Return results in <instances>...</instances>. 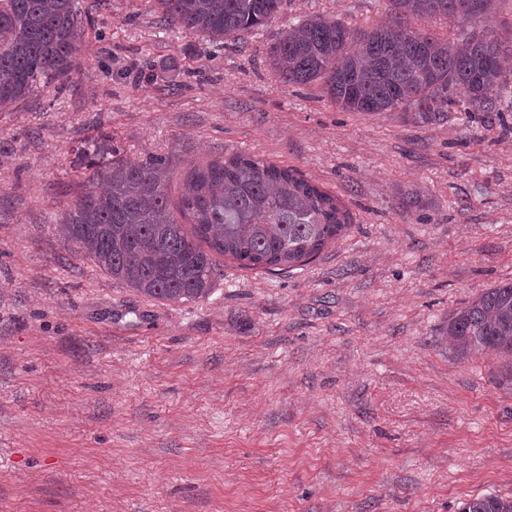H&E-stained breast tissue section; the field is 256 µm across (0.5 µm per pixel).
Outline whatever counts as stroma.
I'll list each match as a JSON object with an SVG mask.
<instances>
[{
  "mask_svg": "<svg viewBox=\"0 0 512 512\" xmlns=\"http://www.w3.org/2000/svg\"><path fill=\"white\" fill-rule=\"evenodd\" d=\"M82 64L0 107V512H458L512 496V390L448 316L512 281V85L427 124L283 85L299 19L362 28L389 0H285L213 50L153 0H79ZM191 164L234 153L341 200L346 234L285 274L220 260L213 293L146 299L61 223L93 139Z\"/></svg>",
  "mask_w": 512,
  "mask_h": 512,
  "instance_id": "1",
  "label": "stroma"
}]
</instances>
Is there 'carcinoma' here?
<instances>
[{
  "instance_id": "obj_1",
  "label": "carcinoma",
  "mask_w": 512,
  "mask_h": 512,
  "mask_svg": "<svg viewBox=\"0 0 512 512\" xmlns=\"http://www.w3.org/2000/svg\"><path fill=\"white\" fill-rule=\"evenodd\" d=\"M390 18L366 29L337 18L299 20L269 48L286 85L316 83L345 112H408L434 124L446 112H493L497 90L512 83L501 62L502 37L472 30L441 40L409 26L410 18L453 15L474 25L492 0H390ZM163 22L217 47L268 26L282 0H155ZM77 0H0V106L42 84L69 79L78 65ZM91 187L64 216L63 231L112 279L146 299L194 302L220 275L217 257L245 269L302 266L347 229L336 196L296 169L236 153L193 164L177 210L168 201L171 173L163 158L139 163L92 142ZM448 342L468 357L504 360L498 384L512 389V282L487 289L448 315ZM462 512H512V497L489 493Z\"/></svg>"
}]
</instances>
